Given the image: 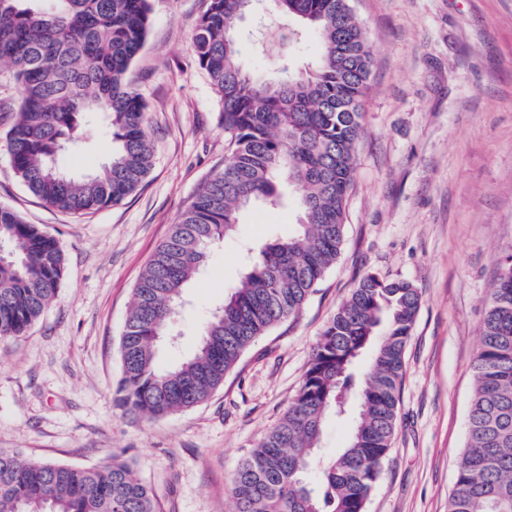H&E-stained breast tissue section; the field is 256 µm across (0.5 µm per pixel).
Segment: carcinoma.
Wrapping results in <instances>:
<instances>
[{
    "label": "carcinoma",
    "instance_id": "carcinoma-1",
    "mask_svg": "<svg viewBox=\"0 0 512 512\" xmlns=\"http://www.w3.org/2000/svg\"><path fill=\"white\" fill-rule=\"evenodd\" d=\"M204 2L192 47L219 98L232 152L136 285L113 395L133 420L204 402L260 336L299 314L340 254L363 132L372 51L351 0H270L273 42L291 46L311 31L319 54L303 72L282 54L264 79L239 61L242 0ZM149 26V0H0V77L19 86L18 99L0 100L9 113L7 151L22 185L46 205L85 214L119 204L152 169L146 104L128 79ZM90 115L112 130V158L94 174L70 177L56 159L88 142ZM290 194L299 210L294 233L248 249L239 283L205 322L193 354L159 369L156 346L210 248L236 231L242 209L279 206ZM0 247L8 252L0 261V337L21 336L58 296L65 253L7 207H0ZM420 306L407 280L367 274L358 282L317 341L288 410L235 471L233 512H365L395 436ZM473 377L448 512H512L511 248L498 260ZM352 414L349 445L318 458L326 420ZM0 512H156V503L120 456L80 468L0 450Z\"/></svg>",
    "mask_w": 512,
    "mask_h": 512
}]
</instances>
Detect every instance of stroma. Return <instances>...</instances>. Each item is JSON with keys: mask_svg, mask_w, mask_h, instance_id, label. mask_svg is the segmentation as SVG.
Wrapping results in <instances>:
<instances>
[{"mask_svg": "<svg viewBox=\"0 0 512 512\" xmlns=\"http://www.w3.org/2000/svg\"><path fill=\"white\" fill-rule=\"evenodd\" d=\"M373 52L363 134L336 262L296 318L261 336L204 403L151 421L113 402L133 291L172 224L224 166L222 107L191 36L204 0H151L128 77L146 102L154 165L122 203L87 215L45 206L12 169L0 112V207L58 239L59 295L19 337L0 339V450L90 468L125 453L158 512H232L241 460L282 418L312 349L366 274L413 283L421 306L405 351L398 427L367 512H448L488 290L512 247V0H352ZM110 157L98 135L63 153L79 177ZM295 201L250 206L185 291L158 354L193 351L239 280L244 244L291 233Z\"/></svg>", "mask_w": 512, "mask_h": 512, "instance_id": "1", "label": "stroma"}]
</instances>
